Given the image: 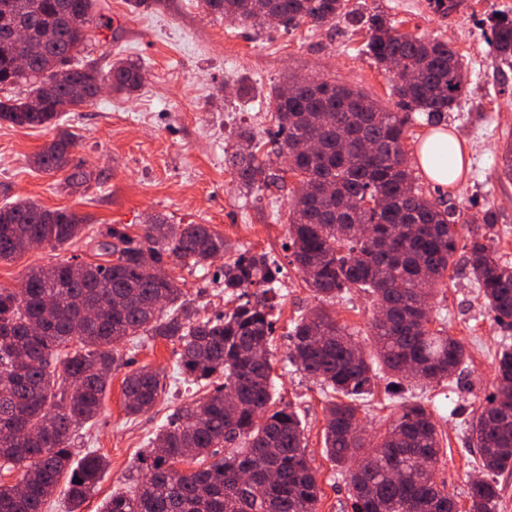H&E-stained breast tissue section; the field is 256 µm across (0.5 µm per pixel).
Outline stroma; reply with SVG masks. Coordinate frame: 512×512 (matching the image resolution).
<instances>
[{
    "instance_id": "1",
    "label": "stroma",
    "mask_w": 512,
    "mask_h": 512,
    "mask_svg": "<svg viewBox=\"0 0 512 512\" xmlns=\"http://www.w3.org/2000/svg\"><path fill=\"white\" fill-rule=\"evenodd\" d=\"M452 2L443 15L430 0H349L350 6L394 19L400 31L448 42L461 56L467 79L459 107L448 114L447 130L464 139L467 168L447 186L424 173L418 150L432 128L421 121L405 141L407 162L416 187L429 199L455 203L475 217L493 207L498 213L496 249L502 260L512 262V181L500 178L497 165L504 141L512 136V68L495 61L487 44L489 14L511 10L512 0ZM97 11L108 24L89 44L87 61L105 72L114 59L137 60L145 74L141 88L126 96L104 91L60 118V126L78 135L74 156L91 175L81 188L31 164L57 128L18 127L0 120V204L20 197L51 210L67 209L88 217L97 230L142 224L153 215L171 224H206L223 235L225 257L248 250L275 260L281 272L270 338L273 401L292 406L301 419L306 453L318 471L319 512H352L347 472L324 449L329 394L289 362V335L298 319L322 305L363 348H370L374 299L354 288L319 303L291 264L288 213L299 178L286 172L285 162L272 151L276 122L268 94L288 76L318 77L361 91L391 109L395 99L388 73L364 53L363 32L340 21L322 27L305 24L289 32L244 27L210 13L203 0H148L137 9L129 0H97ZM243 85L249 94H239ZM240 128L252 132L270 173L284 174L283 183L252 191L240 185L224 163L225 154L239 144ZM469 232L466 226L459 229L461 246L448 286L435 297L432 312L437 326L464 343L467 359L448 379L424 387L379 371L372 396L359 409L373 435L392 423L402 405L418 401L432 411L444 448L436 477L457 500L459 512L469 509V477L482 472L468 426L493 391L497 352L512 344V330L495 322L466 269L463 243ZM96 251V241L83 235L61 246L31 249L0 262V286L19 287L36 266L74 256L94 261ZM167 272L203 313L231 310L220 284L190 274L173 258ZM177 351L162 339L145 346L121 344V365L112 373L101 413L76 428L74 458L94 452L107 461L79 512H101L112 494L132 492L141 454L159 427L177 407L202 397L201 389L185 383ZM142 367L160 372L166 394L149 412L130 416L123 408V380Z\"/></svg>"
}]
</instances>
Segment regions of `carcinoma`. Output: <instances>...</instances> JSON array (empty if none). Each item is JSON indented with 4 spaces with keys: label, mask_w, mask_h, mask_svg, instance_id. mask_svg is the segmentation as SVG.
I'll return each instance as SVG.
<instances>
[{
    "label": "carcinoma",
    "mask_w": 512,
    "mask_h": 512,
    "mask_svg": "<svg viewBox=\"0 0 512 512\" xmlns=\"http://www.w3.org/2000/svg\"><path fill=\"white\" fill-rule=\"evenodd\" d=\"M206 8L239 23L285 30L328 25L342 17L366 29V53L389 71L392 61L418 74L392 82L394 110L364 93L318 78H288L273 91L276 151L287 171L302 176L289 210L291 263L322 299L363 288L375 297L370 323L376 358L393 376L427 384L446 379L466 359L465 345L432 328L431 300L453 266L459 224L478 222L487 232L470 236L467 265L496 322L512 329V263L494 247L498 214L486 208L468 220L463 210L428 199L414 185L404 140L416 115L440 126L458 106L465 78L448 43L399 31L381 14L348 8L347 0H204ZM95 0H0V91L19 85L23 96L0 97V120L21 127L54 126V138L35 155L46 173L82 185L90 174L73 156L77 137L58 120L97 96L100 81L131 93L144 79L141 65L117 61L107 75L75 59L104 26ZM28 31L19 45L14 28ZM494 57L512 66V17L490 26ZM23 53L29 67L18 71ZM230 161L246 188L274 175L255 151L238 149ZM499 176L512 181V141L501 151ZM86 219L49 210L27 199L0 207V261H12L38 239L69 243ZM99 250L103 264L64 260L33 267L21 287H0V463L18 471L0 483V512H44L61 479L76 512L106 468L87 453L72 460L71 432L100 412L117 345L133 337L179 344L186 381L208 389L176 409L143 458L134 493L112 495L103 512H317V471L306 455L297 414L271 405L273 331L271 284L280 267L266 255L241 251L224 263L229 312L208 317L165 273L173 256L194 273L224 253V236L206 224H168L156 217L131 231L114 224ZM262 288L247 298L246 289ZM101 312L94 320L87 307ZM291 363L331 389L324 429L327 456L349 474L353 512H458V502L435 480L441 461L433 413L405 404L377 444L367 446L359 401L372 391L371 358L336 319L315 309L292 330ZM496 392L473 417L471 442L486 478L469 483V512H494L495 477L512 473V347L496 356ZM164 385L158 373L136 370L124 379L125 408L152 409ZM234 449L209 465L215 449ZM179 464L198 465L181 470Z\"/></svg>",
    "instance_id": "obj_1"
}]
</instances>
